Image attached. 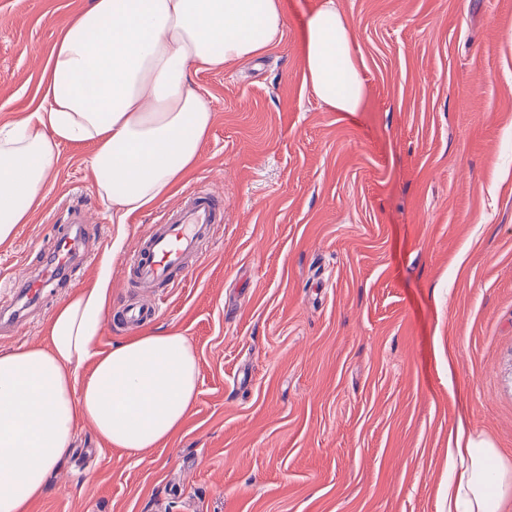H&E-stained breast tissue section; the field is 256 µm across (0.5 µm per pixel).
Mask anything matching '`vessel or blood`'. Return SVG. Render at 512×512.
Wrapping results in <instances>:
<instances>
[{"mask_svg": "<svg viewBox=\"0 0 512 512\" xmlns=\"http://www.w3.org/2000/svg\"><path fill=\"white\" fill-rule=\"evenodd\" d=\"M223 221L221 195L205 187L188 191L178 206L164 212L153 232L139 238L125 260L124 274L149 291L169 284L188 269L190 258L202 256L204 244L214 238ZM157 310L149 294L141 306L123 313L122 322L138 324Z\"/></svg>", "mask_w": 512, "mask_h": 512, "instance_id": "obj_1", "label": "vessel or blood"}]
</instances>
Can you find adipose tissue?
Returning a JSON list of instances; mask_svg holds the SVG:
<instances>
[{"instance_id": "obj_1", "label": "adipose tissue", "mask_w": 512, "mask_h": 512, "mask_svg": "<svg viewBox=\"0 0 512 512\" xmlns=\"http://www.w3.org/2000/svg\"><path fill=\"white\" fill-rule=\"evenodd\" d=\"M282 0H92L55 44L39 103L0 125V244L26 223L59 148L88 159L117 220L168 196L195 167L213 122L193 74L259 57L281 39ZM303 82L324 107L357 111L365 86L351 23L325 0L303 33ZM108 290H79L54 313L48 347L0 352V512H28L50 490L82 422L130 453L184 423L197 358L177 330L97 349ZM512 478L495 448L457 425L448 436L446 512H501Z\"/></svg>"}]
</instances>
